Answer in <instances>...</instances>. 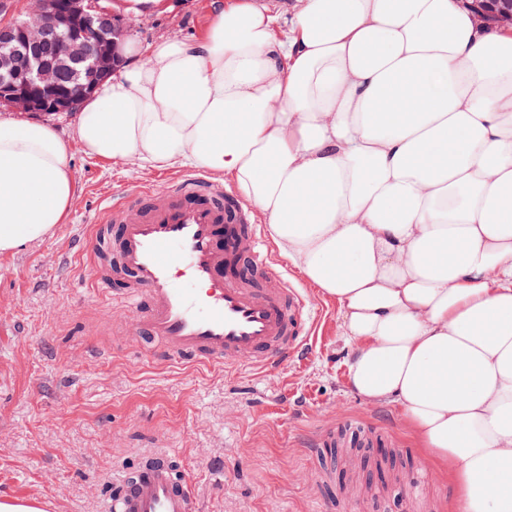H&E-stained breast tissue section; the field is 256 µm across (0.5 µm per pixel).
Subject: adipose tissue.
I'll return each mask as SVG.
<instances>
[{
    "label": "adipose tissue",
    "mask_w": 512,
    "mask_h": 512,
    "mask_svg": "<svg viewBox=\"0 0 512 512\" xmlns=\"http://www.w3.org/2000/svg\"><path fill=\"white\" fill-rule=\"evenodd\" d=\"M85 152L231 181L334 299L347 385L397 404L453 512H512V34L462 0H213L199 38L127 39ZM52 122L0 119V254L65 223Z\"/></svg>",
    "instance_id": "1"
}]
</instances>
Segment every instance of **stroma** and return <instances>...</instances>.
<instances>
[{
  "label": "stroma",
  "instance_id": "1",
  "mask_svg": "<svg viewBox=\"0 0 512 512\" xmlns=\"http://www.w3.org/2000/svg\"><path fill=\"white\" fill-rule=\"evenodd\" d=\"M135 20L142 45L199 37L211 0H169ZM69 140L77 195L66 223L37 245L0 255V499L42 512H104L115 478L153 452L192 478L197 512H361L353 484L376 489L385 512H409L405 481L432 470L396 404L372 405L346 383L347 349L335 301L309 288L319 327L307 353L265 377L162 358L133 325L136 311L91 287L78 241L105 197L165 178L132 162L87 155L71 113L53 118ZM389 431L392 448H367L350 467L325 452L322 480L308 449L320 431L346 423ZM224 462L223 471L211 466Z\"/></svg>",
  "mask_w": 512,
  "mask_h": 512
}]
</instances>
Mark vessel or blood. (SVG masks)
I'll return each instance as SVG.
<instances>
[{
	"label": "vessel or blood",
	"instance_id": "vessel-or-blood-1",
	"mask_svg": "<svg viewBox=\"0 0 512 512\" xmlns=\"http://www.w3.org/2000/svg\"><path fill=\"white\" fill-rule=\"evenodd\" d=\"M248 204L203 172L109 197L81 243L90 280L136 309L142 335L166 359L259 374L285 369L307 349L312 302L275 268ZM108 512H195L190 477L154 454L124 471Z\"/></svg>",
	"mask_w": 512,
	"mask_h": 512
}]
</instances>
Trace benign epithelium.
I'll return each mask as SVG.
<instances>
[{
	"label": "benign epithelium",
	"mask_w": 512,
	"mask_h": 512,
	"mask_svg": "<svg viewBox=\"0 0 512 512\" xmlns=\"http://www.w3.org/2000/svg\"><path fill=\"white\" fill-rule=\"evenodd\" d=\"M24 18L0 22V108L72 112L120 64L133 19L101 0H24ZM477 23L512 28V0H469Z\"/></svg>",
	"instance_id": "benign-epithelium-1"
}]
</instances>
